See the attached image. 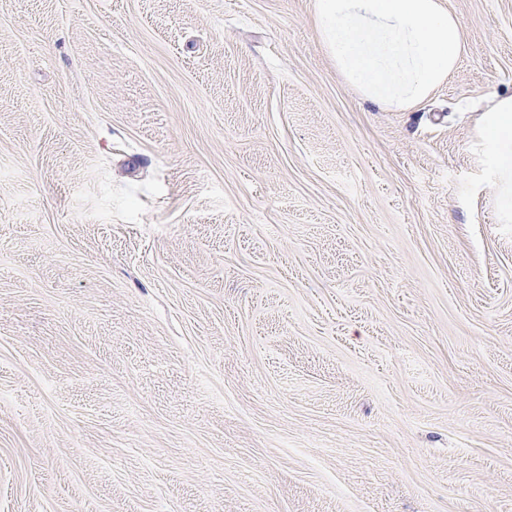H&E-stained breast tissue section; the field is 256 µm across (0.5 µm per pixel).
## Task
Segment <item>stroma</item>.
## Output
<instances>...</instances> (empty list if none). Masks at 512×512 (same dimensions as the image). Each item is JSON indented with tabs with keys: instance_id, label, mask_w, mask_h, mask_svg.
Listing matches in <instances>:
<instances>
[{
	"instance_id": "35a3bbf8",
	"label": "stroma",
	"mask_w": 512,
	"mask_h": 512,
	"mask_svg": "<svg viewBox=\"0 0 512 512\" xmlns=\"http://www.w3.org/2000/svg\"><path fill=\"white\" fill-rule=\"evenodd\" d=\"M315 0H0V512H512V0L406 112ZM484 112H491L488 131L500 146L505 168L512 166V95L496 97Z\"/></svg>"
}]
</instances>
